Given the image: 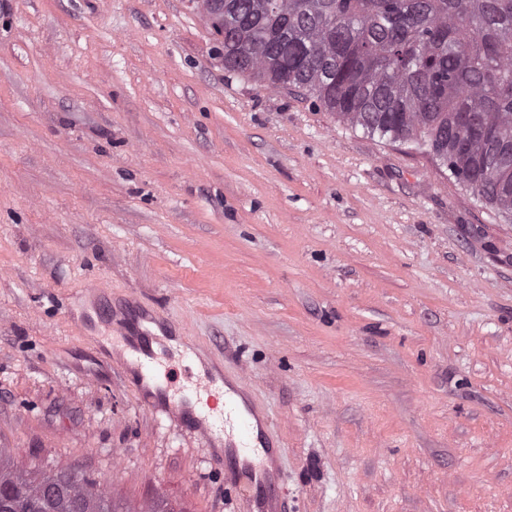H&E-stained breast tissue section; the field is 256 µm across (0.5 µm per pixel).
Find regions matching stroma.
Wrapping results in <instances>:
<instances>
[{
    "label": "stroma",
    "instance_id": "35a3bbf8",
    "mask_svg": "<svg viewBox=\"0 0 512 512\" xmlns=\"http://www.w3.org/2000/svg\"><path fill=\"white\" fill-rule=\"evenodd\" d=\"M111 302L112 322L74 318ZM242 367L282 512H512V223L428 156L225 72L197 0H0V448L250 512L153 409L131 310Z\"/></svg>",
    "mask_w": 512,
    "mask_h": 512
}]
</instances>
